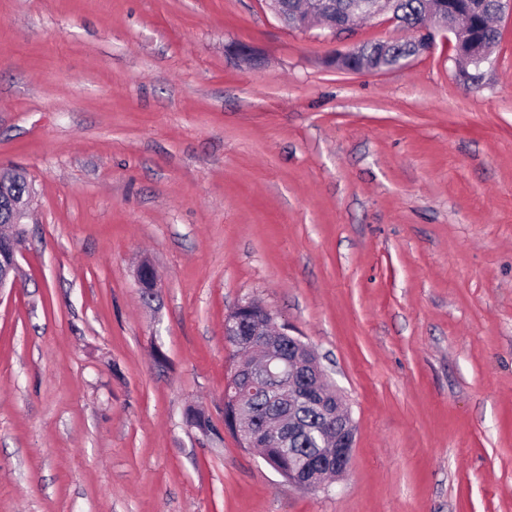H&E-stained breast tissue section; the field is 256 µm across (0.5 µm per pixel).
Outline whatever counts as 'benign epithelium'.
<instances>
[{"label": "benign epithelium", "mask_w": 512, "mask_h": 512, "mask_svg": "<svg viewBox=\"0 0 512 512\" xmlns=\"http://www.w3.org/2000/svg\"><path fill=\"white\" fill-rule=\"evenodd\" d=\"M268 6L277 19L294 27H307L310 16L319 13L321 7L315 0L312 6L307 8V13L299 11L289 17L283 13L280 0H266ZM393 0H354L348 20L338 24L333 19H327L326 27L331 35L348 30L354 26V21L363 16L380 17L401 24L394 8ZM455 12L453 0H431L428 3L424 21L411 29L412 41L415 44L413 56L429 53L434 48L435 32L444 31L453 35L455 60L459 66L460 75L466 81H475L481 77L480 69L491 62L492 47L481 42L475 36L473 28V16L466 14V25L460 26L448 22V15ZM33 190L27 189V194L12 202L11 215L6 224V229H0V293L5 289L16 287L15 274L18 269L17 241L21 230L22 221L30 216L29 204ZM136 281L141 288L150 289V294H155L158 287L159 275L148 260L140 263L136 270ZM248 304H240L235 311L224 319V340L226 343H234L238 348L250 347L255 344L256 337L265 336L259 324L248 323L244 311ZM265 356L261 365L262 370H273L288 374V401L293 402L303 398L307 391H312L317 406L328 414L325 426L324 438L331 442V451L318 453L310 460L302 462L298 466L289 469L290 482L301 488L328 489L332 481L326 479L329 474L341 476L351 460L352 450L355 444L356 431L351 412L343 398L339 395L328 400L319 390L323 370L318 361L307 362L294 353L284 360L276 352L273 341L268 340L264 344Z\"/></svg>", "instance_id": "7a95c632"}]
</instances>
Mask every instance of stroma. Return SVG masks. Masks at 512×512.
Instances as JSON below:
<instances>
[{"label":"stroma","instance_id":"obj_1","mask_svg":"<svg viewBox=\"0 0 512 512\" xmlns=\"http://www.w3.org/2000/svg\"><path fill=\"white\" fill-rule=\"evenodd\" d=\"M499 25L471 84L441 37L400 69L329 65L407 38L380 18L334 40L265 0H0V171L35 191L0 296V512H512ZM248 300L349 406L328 490L223 429Z\"/></svg>","mask_w":512,"mask_h":512}]
</instances>
